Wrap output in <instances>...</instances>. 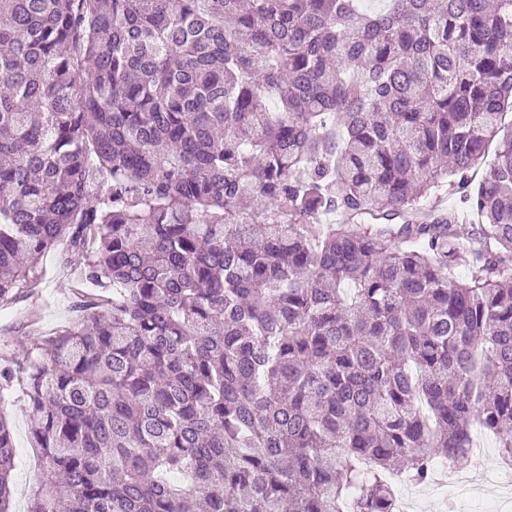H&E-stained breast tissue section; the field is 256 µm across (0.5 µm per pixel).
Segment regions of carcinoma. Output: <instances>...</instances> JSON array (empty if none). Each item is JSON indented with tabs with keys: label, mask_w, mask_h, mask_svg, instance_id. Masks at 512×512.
Returning a JSON list of instances; mask_svg holds the SVG:
<instances>
[{
	"label": "carcinoma",
	"mask_w": 512,
	"mask_h": 512,
	"mask_svg": "<svg viewBox=\"0 0 512 512\" xmlns=\"http://www.w3.org/2000/svg\"><path fill=\"white\" fill-rule=\"evenodd\" d=\"M0 0V352L28 512H396L512 458V0ZM477 218L422 201L442 182ZM469 271L465 280L456 267ZM0 414V512L16 467ZM65 252L62 248L49 252L43 259L41 300L36 303L24 301L19 303L12 316L0 314V331L17 316L36 314L42 331L50 332L75 316L77 298L71 290L69 268L65 264ZM1 408L11 424L17 449L10 512H27L31 490L43 479L42 468L30 461L27 455L30 448L29 408L19 390H14L5 400L2 399ZM480 433L477 434V437L483 444V448H486L485 454L479 458L471 456V458L465 460L462 466L464 469L490 471L495 469L501 461L500 450L497 448L494 436L489 433Z\"/></svg>",
	"instance_id": "obj_1"
}]
</instances>
